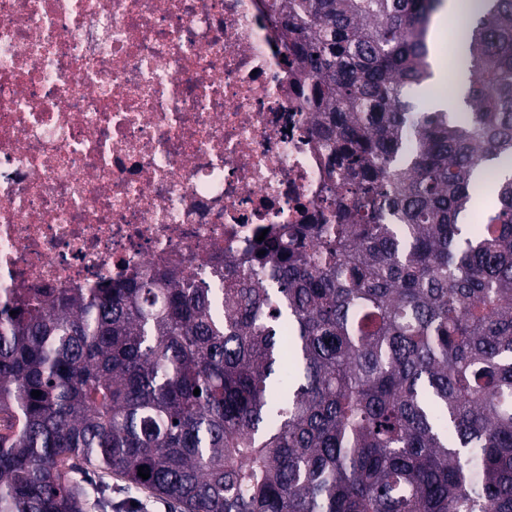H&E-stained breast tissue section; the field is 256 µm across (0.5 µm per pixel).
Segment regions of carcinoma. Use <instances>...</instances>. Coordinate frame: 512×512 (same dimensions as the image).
Returning <instances> with one entry per match:
<instances>
[{
	"label": "carcinoma",
	"instance_id": "cac0c4a2",
	"mask_svg": "<svg viewBox=\"0 0 512 512\" xmlns=\"http://www.w3.org/2000/svg\"><path fill=\"white\" fill-rule=\"evenodd\" d=\"M445 5L270 0L345 193L247 270L1 308L0 512H86L88 468L181 512H512V0L451 36L452 111L413 95Z\"/></svg>",
	"mask_w": 512,
	"mask_h": 512
}]
</instances>
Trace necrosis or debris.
Here are the masks:
<instances>
[{"label":"necrosis or debris","mask_w":512,"mask_h":512,"mask_svg":"<svg viewBox=\"0 0 512 512\" xmlns=\"http://www.w3.org/2000/svg\"><path fill=\"white\" fill-rule=\"evenodd\" d=\"M269 4L0 0V307L323 222L342 180Z\"/></svg>","instance_id":"1"}]
</instances>
